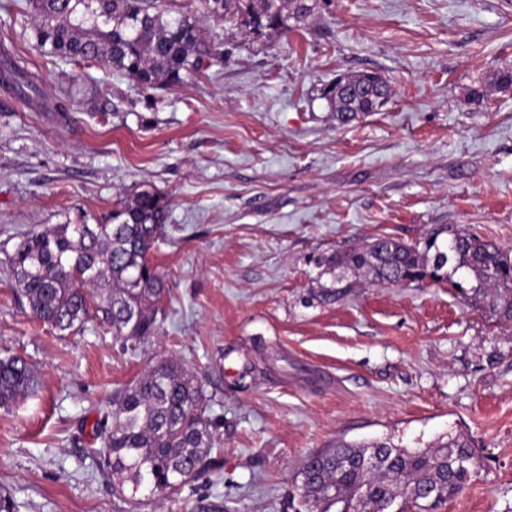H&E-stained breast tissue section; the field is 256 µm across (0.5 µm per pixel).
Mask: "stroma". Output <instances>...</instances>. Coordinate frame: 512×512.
Returning <instances> with one entry per match:
<instances>
[{
  "label": "stroma",
  "mask_w": 512,
  "mask_h": 512,
  "mask_svg": "<svg viewBox=\"0 0 512 512\" xmlns=\"http://www.w3.org/2000/svg\"><path fill=\"white\" fill-rule=\"evenodd\" d=\"M188 2L224 61L147 97L101 63L45 56L0 0V48L41 88L23 104L0 86V356L37 380L0 409L15 512H292L310 453L450 433L480 466L436 512H512V323L445 282L360 276L341 290L326 262L445 227L512 246V91L471 93L512 65V0H329L260 36ZM366 71L388 80L389 102L339 124L324 88ZM142 190L169 207L152 256L170 287L158 335L135 347L94 317L65 332L31 318L8 273L21 238L109 223ZM170 357L201 385L218 441L177 490L118 493L95 422Z\"/></svg>",
  "instance_id": "obj_1"
}]
</instances>
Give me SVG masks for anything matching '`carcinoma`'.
<instances>
[{"instance_id":"carcinoma-1","label":"carcinoma","mask_w":512,"mask_h":512,"mask_svg":"<svg viewBox=\"0 0 512 512\" xmlns=\"http://www.w3.org/2000/svg\"><path fill=\"white\" fill-rule=\"evenodd\" d=\"M36 12V38L63 62H100L135 79L145 94L161 83L205 74L224 59L219 38L206 39L187 15L168 20L167 0H28ZM319 0H202L215 17L251 33L286 34L315 13ZM359 91L335 93L336 119L348 124L374 111L387 96L386 80L350 75ZM0 81L22 102L40 92L27 69L9 63ZM489 85L512 86V67L490 75ZM112 224H55L26 234L8 257L19 299L32 316L60 332L83 325L95 313L112 335L143 343L158 334L157 314L167 285L151 262L167 220L164 198L145 190L124 200ZM445 230L408 245L377 237L364 247L327 259L344 273L373 284L446 282L464 300L500 321L512 322V249ZM445 261H440V258ZM30 365L0 357V408L34 386ZM105 441L104 468L118 488L163 492L200 476L217 437L205 415L202 388L181 364L162 360L118 392L96 422ZM382 456L373 464L366 457ZM480 459L464 437L448 436L434 448H401L389 442L341 443L310 454L300 471L305 501L297 512H432L459 494Z\"/></svg>"}]
</instances>
